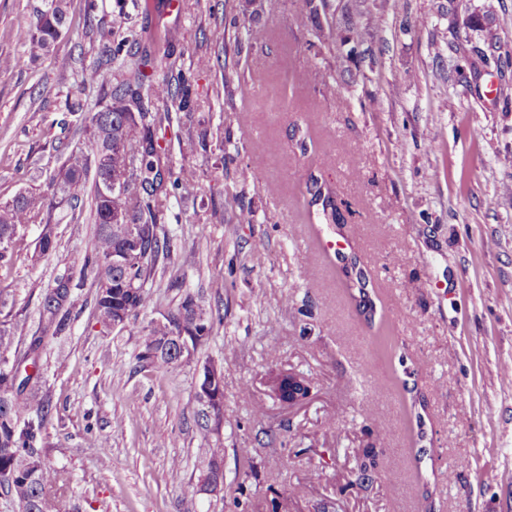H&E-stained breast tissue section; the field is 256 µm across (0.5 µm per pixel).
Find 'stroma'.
<instances>
[{
    "mask_svg": "<svg viewBox=\"0 0 512 512\" xmlns=\"http://www.w3.org/2000/svg\"><path fill=\"white\" fill-rule=\"evenodd\" d=\"M88 1L71 0L53 53L0 74V202L36 189L30 162L54 171L82 142L65 101L98 95L80 80L100 27L125 53L134 35L173 34L189 102H155L169 115L157 136L195 196L170 197L171 264L145 284L153 308L106 333L87 303L41 354L53 406L43 448L69 477L61 512H512V0H327L316 13L309 0H182L178 15L166 0L148 14ZM39 3L0 0V56L21 54ZM312 177L372 273L374 324L319 246L335 229L309 223ZM243 207L251 223H238ZM55 216V250L34 258V222L0 266V296L31 331L44 291L79 277L94 234L69 206ZM188 294L223 317L197 352L224 369V490L212 496L197 491L194 364L136 360L142 327ZM382 334L392 353L377 348ZM288 370L311 385L305 405L266 385Z\"/></svg>",
    "mask_w": 512,
    "mask_h": 512,
    "instance_id": "1",
    "label": "stroma"
}]
</instances>
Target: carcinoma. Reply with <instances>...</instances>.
<instances>
[{
    "instance_id": "1",
    "label": "carcinoma",
    "mask_w": 512,
    "mask_h": 512,
    "mask_svg": "<svg viewBox=\"0 0 512 512\" xmlns=\"http://www.w3.org/2000/svg\"><path fill=\"white\" fill-rule=\"evenodd\" d=\"M69 0H41L34 8L21 43L31 59L50 53L68 29ZM99 54L97 60L82 72V83L94 85L102 78V68L112 64L119 49L112 47V30L97 29ZM122 80L103 92L94 112L84 111L77 99L68 104L76 117L86 141L71 149L62 168L53 176L43 178V167L33 163L30 179L45 180V189L21 193L13 200L0 203V264L11 259L10 245L15 236L34 218H41L42 230L38 251L42 255L55 247L53 216L66 204L83 209L89 204L88 220L95 224L90 253L83 265V276L94 292L97 323L112 329V314L123 311V327L130 326L152 306L145 287L158 263L171 258L172 243L160 220L172 191L183 198L194 195L191 179L174 175L162 165V149L156 137L158 114L144 105L146 69L158 75L151 92L172 95L175 81L173 66L163 64L155 52L143 47L127 54L121 64ZM124 179L121 193L111 191L109 182ZM308 206L328 224L337 220L332 191L317 179L308 180ZM126 223L140 226L137 250L123 266L112 264V256L126 249V240L113 229L118 215ZM341 272L345 288L357 310L372 320L376 307L370 296L373 278L367 265L353 252L344 257ZM81 299L70 278L62 276L46 290L39 311L38 334L31 337L29 351L36 352L45 340L67 335L72 312ZM215 317L188 294L163 319L152 321L143 329L139 363L151 364L157 370L177 365L179 354L165 351L171 336H209ZM27 335L25 323L4 316L0 321V488L11 496L19 512H58L57 492L67 485L65 471L55 467L36 448L42 439L50 413L49 401L42 392L41 376L18 378L21 361L8 356L18 336ZM208 427L207 409H202L199 448L204 455L203 477L209 480L214 467L224 461V448L213 438Z\"/></svg>"
}]
</instances>
